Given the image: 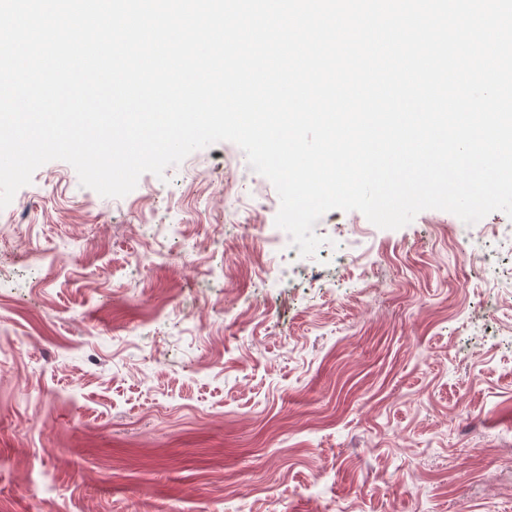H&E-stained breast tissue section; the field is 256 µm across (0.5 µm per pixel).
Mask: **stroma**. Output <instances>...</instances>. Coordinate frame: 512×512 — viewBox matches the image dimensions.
<instances>
[{
  "mask_svg": "<svg viewBox=\"0 0 512 512\" xmlns=\"http://www.w3.org/2000/svg\"><path fill=\"white\" fill-rule=\"evenodd\" d=\"M242 149L0 210V512H512V217L315 223Z\"/></svg>",
  "mask_w": 512,
  "mask_h": 512,
  "instance_id": "1",
  "label": "stroma"
}]
</instances>
